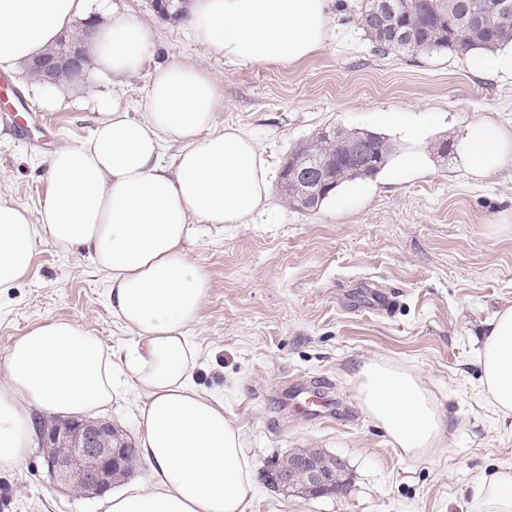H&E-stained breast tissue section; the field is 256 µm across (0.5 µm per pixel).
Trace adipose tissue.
Masks as SVG:
<instances>
[{"label":"adipose tissue","mask_w":512,"mask_h":512,"mask_svg":"<svg viewBox=\"0 0 512 512\" xmlns=\"http://www.w3.org/2000/svg\"><path fill=\"white\" fill-rule=\"evenodd\" d=\"M331 2L194 0L187 22L199 44L239 63L294 64L323 47ZM89 19L91 78L116 86L143 68L151 33L112 0H0V70L32 61ZM221 100L202 70L156 66L145 119L99 98L90 139L49 154L39 213L0 201V288L28 273L37 245L80 250L108 278L112 312L135 334L122 356L65 320L36 325L12 344L0 368L1 469L23 463L38 414L102 409L129 384L142 399L139 455L152 481L109 497L106 512H249L257 486L243 431L225 417L223 400L197 385L200 351L189 334L209 287L187 249L193 223L247 224L270 199L271 168L254 138L216 125ZM166 142L179 146L168 165ZM511 150L492 125L462 142L479 172L500 167ZM478 362L494 409L511 414L512 307L494 317ZM356 389L393 447L422 456L442 446L443 417L417 374L373 359ZM470 512H512V468L480 480Z\"/></svg>","instance_id":"1"}]
</instances>
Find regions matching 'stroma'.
<instances>
[{
  "instance_id": "35a3bbf8",
  "label": "stroma",
  "mask_w": 512,
  "mask_h": 512,
  "mask_svg": "<svg viewBox=\"0 0 512 512\" xmlns=\"http://www.w3.org/2000/svg\"><path fill=\"white\" fill-rule=\"evenodd\" d=\"M113 2L154 44L150 62L114 90L132 116L145 115L155 64L178 62L211 75L223 96L218 125L253 133L274 167L329 126L380 132L397 147L376 178L345 184L316 213L293 209L274 186L253 223L201 225L190 246L210 280L191 329L201 349L197 382L243 429L257 484L249 512H468L479 478L512 466V415L494 412L478 364L489 322L512 305V159L477 174L460 144L481 122L512 136V73H475L468 56L447 50L378 55L355 22L360 0H332L323 48L293 65L232 62L160 16L152 0ZM8 79L20 97L0 101L1 110L23 102L44 111L28 69ZM98 90L89 80L61 88L63 105L44 111L57 126L50 134L0 121V200L39 208L47 156L90 137ZM409 154L420 156L418 167L402 166ZM373 282L397 292L392 312H372ZM107 290L82 253L38 245L28 274L0 288V359L33 325L55 319L126 351L133 336ZM375 358L418 374L435 396L446 430L434 454H403L362 411L355 376ZM293 382L328 387L339 418L285 411ZM139 407L130 388L95 417L134 440ZM299 448L343 458L346 491H275L271 470ZM100 503L54 481L40 449L0 469V512H103Z\"/></svg>"
}]
</instances>
